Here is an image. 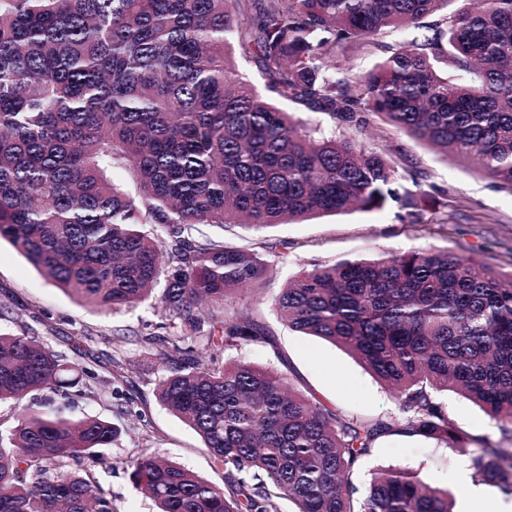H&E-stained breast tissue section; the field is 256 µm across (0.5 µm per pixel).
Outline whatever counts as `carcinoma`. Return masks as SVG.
Instances as JSON below:
<instances>
[{
	"label": "carcinoma",
	"instance_id": "cac0c4a2",
	"mask_svg": "<svg viewBox=\"0 0 512 512\" xmlns=\"http://www.w3.org/2000/svg\"><path fill=\"white\" fill-rule=\"evenodd\" d=\"M393 32L403 39L384 41ZM353 45L378 57L372 69L336 55ZM374 117L512 194V0H0V239L93 307H136L162 288L166 333L148 342L169 368L156 397L224 469L221 489L137 459L133 483L157 512H269L274 497L293 512H453L447 490L393 466L357 501L354 468L398 429L465 449L438 400L448 390L512 437V271L449 249L317 266L274 299L289 327L370 371L398 423L348 418L283 374L223 363L226 345L270 341L224 298L261 288L284 242L232 246L200 226L393 203L418 224L448 206L411 160L365 145ZM116 165L135 192L112 179ZM73 370L39 337L0 333V401L20 411L0 434V512H114L97 469L116 428L29 405L77 386ZM468 455L474 482L512 497V448Z\"/></svg>",
	"mask_w": 512,
	"mask_h": 512
}]
</instances>
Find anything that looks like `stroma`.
I'll return each instance as SVG.
<instances>
[{
  "mask_svg": "<svg viewBox=\"0 0 512 512\" xmlns=\"http://www.w3.org/2000/svg\"><path fill=\"white\" fill-rule=\"evenodd\" d=\"M367 144L378 152L405 153L425 182L447 190V207L426 211L422 224L410 223L398 208L389 207L324 215L260 231L225 227V240L237 245L265 237L284 240L288 258L270 259L263 305H256L251 290L225 298L224 307L231 312L260 307L271 340L225 347L224 361L245 360L284 374L341 415L392 421L398 415L392 394L339 347L300 334L281 321L274 295L301 269L387 251L449 249L470 255L481 265L511 270L512 195L494 190L487 179L465 165L444 161L415 139L384 125L374 124ZM1 302L9 311L0 315V331L40 337L70 361L94 371L88 393L75 392L67 400L59 397L55 404L65 417H100L116 427L111 446L102 451L107 464L97 473L112 495L116 512H154L153 502L130 478L132 461L147 455L172 459L223 486L224 471L213 465L200 437L155 396L165 362L147 338L157 333L162 321L158 301L117 312L93 309L50 283L2 239ZM441 400L458 427L482 438L484 444L502 445L500 431L479 407L452 392ZM389 465L416 471L430 485L459 497L463 488L457 474L466 469L468 456L420 436H386L357 463L352 477L357 493H364L372 471Z\"/></svg>",
  "mask_w": 512,
  "mask_h": 512,
  "instance_id": "stroma-1",
  "label": "stroma"
}]
</instances>
